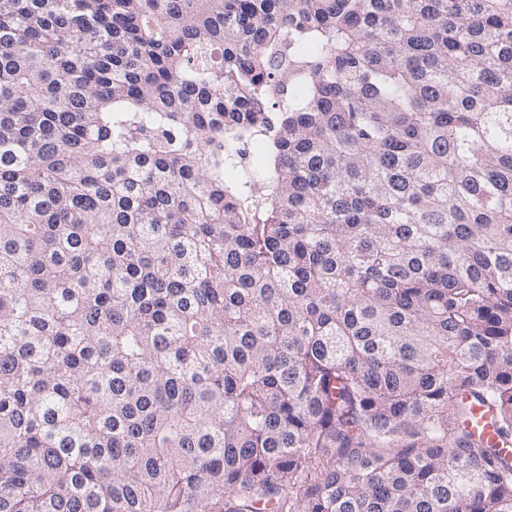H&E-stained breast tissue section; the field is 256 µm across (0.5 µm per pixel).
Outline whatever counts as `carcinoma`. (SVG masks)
<instances>
[{"mask_svg": "<svg viewBox=\"0 0 512 512\" xmlns=\"http://www.w3.org/2000/svg\"><path fill=\"white\" fill-rule=\"evenodd\" d=\"M511 446L512 0H0V512H512Z\"/></svg>", "mask_w": 512, "mask_h": 512, "instance_id": "cac0c4a2", "label": "carcinoma"}]
</instances>
